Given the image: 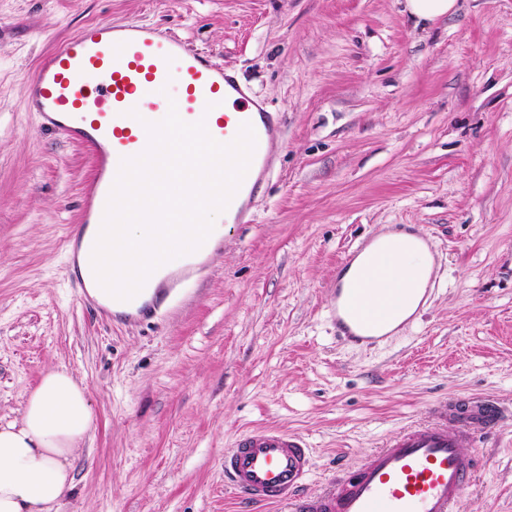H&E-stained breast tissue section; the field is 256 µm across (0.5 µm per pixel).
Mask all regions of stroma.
I'll return each mask as SVG.
<instances>
[{
    "instance_id": "1",
    "label": "stroma",
    "mask_w": 512,
    "mask_h": 512,
    "mask_svg": "<svg viewBox=\"0 0 512 512\" xmlns=\"http://www.w3.org/2000/svg\"><path fill=\"white\" fill-rule=\"evenodd\" d=\"M99 22L207 55L283 129L248 222L132 322L82 300L72 271L90 153L27 109L43 55ZM396 224L435 247L431 297L393 338L338 341L336 266ZM51 369L94 415L59 512H287L224 480L248 428L307 439L314 496L437 402L512 410V0L431 22L405 0H0V418ZM463 512H512V420Z\"/></svg>"
}]
</instances>
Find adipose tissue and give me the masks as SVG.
Masks as SVG:
<instances>
[{
  "label": "adipose tissue",
  "mask_w": 512,
  "mask_h": 512,
  "mask_svg": "<svg viewBox=\"0 0 512 512\" xmlns=\"http://www.w3.org/2000/svg\"><path fill=\"white\" fill-rule=\"evenodd\" d=\"M196 170L163 169L146 157L129 170L130 185L118 224H91L83 233L74 270L87 293L116 314L135 312V305L113 301L102 293L99 281L123 286L151 274L153 284L142 300H151L155 285L181 262L184 252L208 231L198 220L197 197L178 192L177 184L198 182ZM168 213L169 223L148 222L151 214ZM403 246L386 254V239H379L369 254L355 259L344 282L363 281L376 290L380 284L373 268L392 265L406 303L399 313L407 319L416 310L431 282L433 260L418 241L403 237ZM94 428L93 412L85 391L64 370L43 374L29 395L20 420L0 423V512H50L74 487L72 459Z\"/></svg>",
  "instance_id": "adipose-tissue-1"
}]
</instances>
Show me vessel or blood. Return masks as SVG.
Returning <instances> with one entry per match:
<instances>
[{"instance_id": "b4317fda", "label": "vessel or blood", "mask_w": 512, "mask_h": 512, "mask_svg": "<svg viewBox=\"0 0 512 512\" xmlns=\"http://www.w3.org/2000/svg\"><path fill=\"white\" fill-rule=\"evenodd\" d=\"M172 86L179 120L198 129L216 154L233 159V175L218 189L216 164L183 155L165 156V163L203 168L196 186L201 211L220 206L225 223H244L266 180L269 148L281 133L273 113L257 107L234 75L204 55L187 53L178 40L136 24L105 22L59 45L28 84L27 107L42 126L93 149L96 172L83 192L84 223L120 222L126 167L147 157L158 140L155 113ZM375 275L386 284L383 295L366 296L358 284L336 289L339 340L375 343L367 327L373 313L393 317L400 311L386 270L376 269ZM504 418L503 408L490 399L443 402L430 421L404 429L367 464L344 471L314 497L299 493L311 467L304 439L280 429H254L225 451L224 478L252 502L284 503L289 512H462L475 468L468 449Z\"/></svg>"}]
</instances>
